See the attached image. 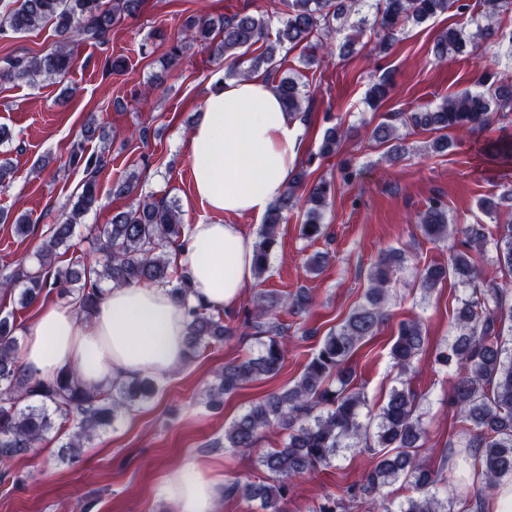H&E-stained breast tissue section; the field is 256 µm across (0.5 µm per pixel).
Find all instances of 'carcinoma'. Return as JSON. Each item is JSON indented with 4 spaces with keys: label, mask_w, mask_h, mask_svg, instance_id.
I'll return each mask as SVG.
<instances>
[{
    "label": "carcinoma",
    "mask_w": 512,
    "mask_h": 512,
    "mask_svg": "<svg viewBox=\"0 0 512 512\" xmlns=\"http://www.w3.org/2000/svg\"><path fill=\"white\" fill-rule=\"evenodd\" d=\"M284 5L286 18L273 37L262 16L236 13L226 17L218 36L209 21L186 19L176 43L165 55L163 69L177 65L186 47L197 45L224 58L229 74L240 79L249 78L261 68L273 73L277 71L280 50H290L314 37L327 38L323 46L332 51L329 38L349 23L351 15L372 5V28L387 46L393 45L407 24H421L453 7L476 24L487 47L494 48L505 41L512 46V31H504L500 21L512 0H477L473 5L467 0H376L374 4L370 0H284ZM140 6L141 0H10L1 4V35L26 33L50 22L55 25L57 41L45 54L7 58L0 67V80L34 84L64 78L75 63L74 34L102 44L112 27L122 17L136 14ZM259 42L266 44L264 51L250 60L247 69H238L241 50ZM466 45L461 30L448 28L437 37L433 51L436 58L443 60L448 53L460 52ZM388 88L386 76L371 86L368 104L372 109H377L387 97ZM276 90L289 112L306 111L307 97L296 79L280 78ZM507 111H512V89H507L497 74L486 72L475 80L474 88L444 100L436 108L401 113L399 117L414 128L440 133L432 140L433 149L440 152L450 146L444 131L484 130L493 124L497 113ZM371 137L389 145L391 158L397 160L404 154L402 144L395 142L392 125H376ZM341 138L339 129H327L319 155L336 152ZM106 152L103 147L87 154L80 144L71 151L68 166L85 174L82 191L66 219L54 225L43 240L36 253L38 268L20 263L1 272L0 293L18 294L20 307L26 309L37 304L43 294L54 291L75 306L79 314L88 316L101 301L105 284L111 288L163 286L187 311V359L222 345L233 329L203 305L190 304L192 287L188 276L183 273L175 278L170 272L168 248L184 235L177 205L139 193L136 175H129L112 188L114 194L131 198L128 208L113 215L108 224L86 228L85 239L90 252L96 254L95 262L79 258L61 265L56 261L59 248L69 247L75 226L97 203V178L108 164ZM293 180L304 185L305 191V220L300 234L316 241L325 236L321 218L331 184L320 179L305 185L301 173ZM294 205L295 193L290 186L267 211L261 240L255 245V278H262L267 271L270 246L284 220L283 213ZM419 223L424 236L431 241L446 239L453 233L446 206L439 200L429 203ZM496 228L497 264L512 270L511 210ZM463 235L462 248L450 255L448 263L433 264L422 271L420 288L429 293L451 274L469 289L456 313V335L436 352L434 363L453 372L448 406L466 437L467 456L473 458L474 469L482 477L476 495L480 500L483 491L496 488L503 478L512 476V348L506 347L504 340L505 323L512 324V293L499 287L494 277L477 267L470 257L472 246L487 243L485 226L470 225ZM402 262L401 250L382 252L373 264L365 300L324 337L298 380L251 405L224 429V447L234 450L256 447L265 431L276 428L286 432L281 447L259 458L267 481L257 484L236 480L224 486V494L256 500L261 512H284L281 504L288 499L291 482L330 464L342 452L362 446L372 452L375 465L361 483L346 488L350 500L368 498L377 512H391L386 505L385 489L399 482L412 495L400 504L398 512H451L447 482L420 459L425 428L417 414V396L407 383L403 381L401 387L392 389L386 403L366 423L361 420L366 398L349 388L347 361L387 320L389 284ZM281 305L278 295L258 292L252 304L243 309L241 327L261 339L263 349L256 357L228 362L216 372L215 382L202 392L208 405L218 406L224 395L280 371L286 355L282 337L289 329L277 317ZM17 329L14 312H0L1 468L28 457L54 430L60 432L59 459L76 464L81 461L84 449L112 424L119 411L156 392L157 384L149 377L114 380L97 389L86 387L72 369L62 370L52 381L30 377L18 365ZM426 343L420 320L399 323L391 354L400 373L410 371Z\"/></svg>",
    "instance_id": "obj_1"
}]
</instances>
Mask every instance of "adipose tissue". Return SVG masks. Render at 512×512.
<instances>
[{"instance_id":"obj_1","label":"adipose tissue","mask_w":512,"mask_h":512,"mask_svg":"<svg viewBox=\"0 0 512 512\" xmlns=\"http://www.w3.org/2000/svg\"><path fill=\"white\" fill-rule=\"evenodd\" d=\"M299 127L265 76L210 88L187 142L196 198L233 219L263 215L295 172ZM254 251L233 221L189 225L177 259L193 285L191 303L215 312L236 307L253 283ZM186 334L183 311L166 288H112L86 319L71 306L44 304L24 334L19 363L43 380L70 367L90 386L162 380L185 364ZM166 501L172 512H218L217 482L199 467L188 468L169 480Z\"/></svg>"}]
</instances>
